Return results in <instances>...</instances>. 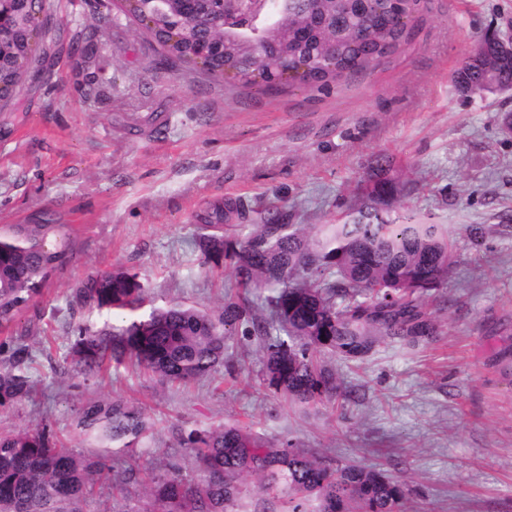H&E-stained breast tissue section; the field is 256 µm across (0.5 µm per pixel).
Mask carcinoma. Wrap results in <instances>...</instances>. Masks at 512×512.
Returning <instances> with one entry per match:
<instances>
[{
    "instance_id": "cac0c4a2",
    "label": "carcinoma",
    "mask_w": 512,
    "mask_h": 512,
    "mask_svg": "<svg viewBox=\"0 0 512 512\" xmlns=\"http://www.w3.org/2000/svg\"><path fill=\"white\" fill-rule=\"evenodd\" d=\"M127 14L147 17V35L165 60L197 63L204 36L231 38L224 54L208 61L207 73L224 77V67L244 85L252 74L277 90L288 83L282 68L296 70L292 81L325 87L357 73L393 52L406 37L403 16L413 17L423 0H255L238 15L215 9L193 18L175 12L169 0H126ZM45 0H0V15L20 14L27 24L0 37V105L6 107L31 74L37 39L48 28L40 15ZM336 19L320 29L308 19ZM273 45L262 53L237 39ZM499 42L478 43L452 80L464 93L485 91L491 68L512 84V56ZM396 180L382 160L360 188L353 211L336 224H241L228 236L224 204L200 217L195 240L200 265L224 267L238 292L216 309L185 301L154 304L138 273L116 268L89 277L78 294L99 311L123 316V324L99 330L79 328L71 347L70 370L97 372L128 362L160 379L186 384L211 376L224 364L226 340H262V384L292 401L313 405L347 398L336 371L317 359L332 353L344 362L364 360L383 342L415 347L438 334L427 299L447 284L455 263L448 225L405 214L391 217ZM66 224L0 226V327L40 294L51 274L71 257ZM11 362L0 368V408L29 396V351L7 341ZM74 426L100 451L93 457L58 445L45 426L0 433V512H84L96 499L112 500L103 512H236L239 481L259 479L287 512H399L406 496L403 480L364 465L323 461L291 439H269L249 427L225 424L179 434L189 450L194 476L158 472L137 464V449L153 423L144 412L118 399L90 402L78 409ZM140 491L133 499L131 490Z\"/></svg>"
}]
</instances>
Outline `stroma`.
<instances>
[{"label":"stroma","mask_w":512,"mask_h":512,"mask_svg":"<svg viewBox=\"0 0 512 512\" xmlns=\"http://www.w3.org/2000/svg\"><path fill=\"white\" fill-rule=\"evenodd\" d=\"M45 16L46 52L0 111V224L69 225L71 259L0 331L28 348L34 382L0 409V431L44 425L86 452L76 410L117 398L156 422L145 461L186 478L174 428L239 423L404 479L400 512H512V372L497 360L512 345V93L468 97L452 81L481 36L512 29V0H426L397 51L325 90L231 86L161 62L97 0H46ZM380 155L404 185L395 209L447 225L456 263L433 341L385 342L352 368L323 355L344 409L262 387L255 336L230 339L223 367L186 385L129 364L61 373L79 327L107 320L77 293L88 276L129 268L155 303L218 307L235 280L201 267L198 214L221 201L228 224L275 207L292 224L340 222Z\"/></svg>","instance_id":"obj_1"}]
</instances>
